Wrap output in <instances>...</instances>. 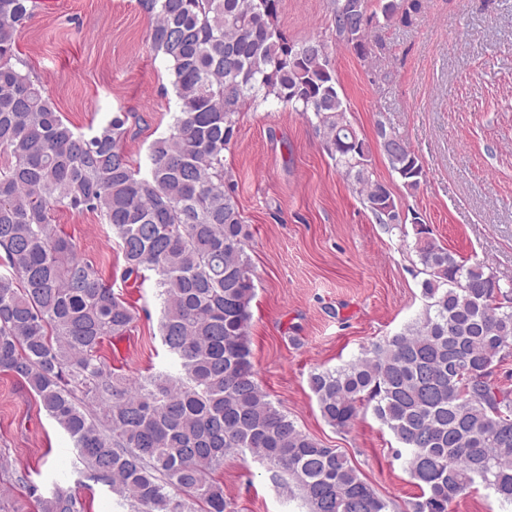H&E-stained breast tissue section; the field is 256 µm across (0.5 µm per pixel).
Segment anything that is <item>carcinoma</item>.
I'll return each mask as SVG.
<instances>
[{"instance_id": "1", "label": "carcinoma", "mask_w": 512, "mask_h": 512, "mask_svg": "<svg viewBox=\"0 0 512 512\" xmlns=\"http://www.w3.org/2000/svg\"><path fill=\"white\" fill-rule=\"evenodd\" d=\"M151 49L170 63L179 113L150 146L148 176L123 147L129 115L86 136L64 122L41 85L16 66L32 0H0V371L38 398L73 441L88 478L131 512H230L215 474L249 455L295 484L309 512H391L338 449L300 430L268 401L249 340L255 268L224 150L258 95L313 113L352 192L387 229L409 221L379 205L370 148L347 117L327 45L295 42L278 25L281 0H138ZM423 0H331L336 42L371 54L378 28L409 26ZM391 174L409 190L419 156L377 125ZM56 206L97 212L112 228L124 276H155L162 343L181 375L140 381L107 370V337L133 310L51 224ZM426 299L416 321L354 361L310 374L323 419L346 430L367 411L393 434L420 489L412 512H448L481 483L512 504V282L457 258L416 228ZM40 512H83L56 484L31 486Z\"/></svg>"}]
</instances>
